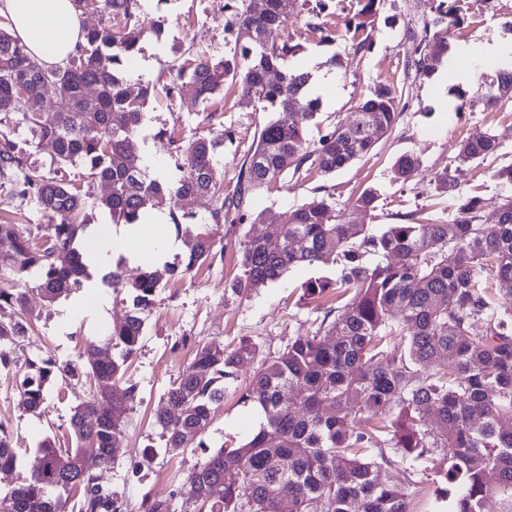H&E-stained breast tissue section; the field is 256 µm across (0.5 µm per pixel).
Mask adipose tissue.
<instances>
[{"mask_svg":"<svg viewBox=\"0 0 512 512\" xmlns=\"http://www.w3.org/2000/svg\"><path fill=\"white\" fill-rule=\"evenodd\" d=\"M0 16L8 19L32 55L49 65L65 62L81 42L83 23L72 0H0ZM173 247L165 213L152 209L139 224L99 225L85 250L90 266L108 269L121 258L131 265L162 263ZM108 307V297L92 281L70 300L63 319L84 320L99 328Z\"/></svg>","mask_w":512,"mask_h":512,"instance_id":"obj_1","label":"adipose tissue"}]
</instances>
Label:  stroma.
Masks as SVG:
<instances>
[{
	"mask_svg": "<svg viewBox=\"0 0 512 512\" xmlns=\"http://www.w3.org/2000/svg\"><path fill=\"white\" fill-rule=\"evenodd\" d=\"M447 2L461 21L450 31L448 61L435 62L428 76L408 67L406 32H423L436 14L437 0H377L375 17L363 26L358 23L360 0H299L287 25L271 33L273 41L299 44L288 66L306 67L313 57L317 69L335 70V82L318 88L323 126L350 119L355 106L380 83L397 88L401 116L370 154L335 174L312 171L255 195L253 206L263 212V223L235 225L224 237L223 259L174 276L159 289L138 350L128 361L126 377L136 386L137 399L126 415L112 464L100 470L101 483L111 493L117 512H145L148 501L160 498L171 501L173 512H197L185 486L188 473L224 442H241L250 434L251 408L240 397L256 372L252 366L242 368L225 388L224 400L202 436V447L166 452L153 418L171 383L190 365L198 344L232 347L249 339L265 358L282 350L290 338L315 329L325 301L307 296L305 286L335 278V266L292 267L279 280L242 298L233 292L232 283L240 274L238 256L246 238L264 233L283 211L317 191L331 196L341 221L372 228L398 223L405 213L429 215L447 224L461 200L470 197L479 198L481 221L487 224L501 198L512 195V185L493 176L496 169L512 163V99L489 109L471 95L470 87L494 74L497 64L490 61L475 68L459 53L464 45L511 44L512 0ZM153 20L160 22L161 31L145 33L138 53L139 58L152 59L151 72L138 74L133 63L124 69L130 90L143 85L154 90L139 135V153L161 157L173 182L180 177L176 144L185 145L203 135H225L216 163L224 177L225 193H232L239 168L269 113L256 111L238 84L226 85L223 96L198 107L168 96L167 90L187 54L219 59L230 55L235 45L244 44L237 18L234 12L220 11L218 0H153L151 8L137 9L135 21ZM320 25L334 31V40L320 39L316 31ZM457 84L467 89L466 98L454 95L452 88ZM212 112L218 115L213 123L207 120ZM482 132L497 136L498 157L458 165L459 144ZM404 153L420 159L421 171L411 181L398 183L391 169ZM444 168L458 180L459 198L437 192L432 175ZM368 188L378 194L377 208L371 212L355 209V199ZM65 305L61 299L47 307L40 298H32L35 326L28 336L9 346L18 363L0 366V422L12 432L18 458L27 466L34 462L43 440L66 442L71 416L92 395L85 382L57 378L46 384L45 404L35 414L26 409L19 394L29 363L51 359L85 364L86 345L98 333L83 320L62 327Z\"/></svg>",
	"mask_w": 512,
	"mask_h": 512,
	"instance_id": "35a3bbf8",
	"label": "stroma"
}]
</instances>
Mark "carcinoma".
Here are the masks:
<instances>
[{"label": "carcinoma", "mask_w": 512, "mask_h": 512, "mask_svg": "<svg viewBox=\"0 0 512 512\" xmlns=\"http://www.w3.org/2000/svg\"><path fill=\"white\" fill-rule=\"evenodd\" d=\"M73 4L81 15L102 13L106 23L82 28L80 49L62 65L41 62L0 25V188L34 200L52 219L34 230L0 223V283L34 275L27 292L0 288V302L24 317L28 293L51 304L92 279L80 245L88 207L108 211L114 224H135L154 199L173 197L172 222L185 253L166 271L188 273L224 254V225L261 223V214L247 204L254 194L287 182L306 165L336 173L376 146L369 128L386 134L401 115L396 89L380 84L357 104L351 122L338 121L311 142L308 134L319 126L320 109V99L309 91L312 74L284 67L299 45L267 37L288 22L297 0H266L259 15L246 0H226L224 9L235 10L254 38L218 61L190 60L177 71L168 94L206 104L224 93V82L239 81L259 111L286 112L288 119L273 118L261 127L230 197L224 196L215 162L222 135L198 137L185 146L171 141L182 156V176L174 184L162 182L130 163L152 90L144 86L131 94L123 66L139 51L145 27L121 28L112 21H131L137 0ZM437 10L450 18L447 27L408 35L410 61L423 75L431 62L448 56V27L458 22L446 0ZM271 71L278 80H269ZM500 90L512 95V69H501L491 83L476 87L488 107L497 104ZM49 91L56 97L54 110L28 106ZM292 103L298 111H288ZM19 123L29 128L32 140L52 144L56 167L40 172L28 165L12 136ZM498 150L496 136L484 133L461 142L456 159L482 162ZM419 169L418 157L401 155L393 178L405 183ZM433 181L441 195L460 193L446 168L435 172ZM94 184L107 185L108 192L93 194ZM202 196L215 204L209 223L200 226L194 207ZM479 206L477 199L467 200L450 224H421L403 214V223L382 224L372 233L363 224L337 221L330 196L315 195L243 242L235 292L247 295L296 265L332 263L339 269L336 280L311 283L307 292L319 297L334 292L336 306L324 309L312 334L295 337L262 361L241 401L260 406L266 424L245 442L218 448L192 471L186 480L191 498L208 512H306L312 500L319 501L321 512H410L407 483L411 475L430 470L446 512H484L493 497L506 500L504 512H512V308L499 304L501 295H512V196L500 202L495 224L480 222ZM369 255L378 261L366 263ZM101 283L128 295L130 305L107 339L88 346L81 369L112 389V396L98 394L76 408L69 423L72 447L41 442L43 467L18 474L17 487L0 493V512H71L74 491L79 512H112L111 493L85 458L93 456L102 469L112 463L136 399L135 386L121 385L125 362L138 348L162 274L145 265L131 280L120 259L101 275ZM103 346L120 350V357L99 361L95 352ZM257 356L256 344L245 340L232 349L219 344L196 349L155 416L168 450L203 446L204 430L224 398L218 383L236 380L239 369ZM28 367L21 397L32 412L44 404L48 381L74 377L79 369L55 361ZM288 393L296 401H288ZM16 466L11 434L0 424V470ZM226 472L235 473L237 482L224 485V497L213 503L204 489Z\"/></svg>", "instance_id": "obj_1"}]
</instances>
